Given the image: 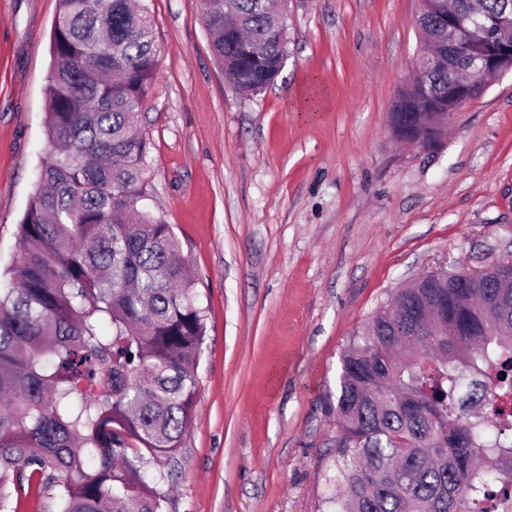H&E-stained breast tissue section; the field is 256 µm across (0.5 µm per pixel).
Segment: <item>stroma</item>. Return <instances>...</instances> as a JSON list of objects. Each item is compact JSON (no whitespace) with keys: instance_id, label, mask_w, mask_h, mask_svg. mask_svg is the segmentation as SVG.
Segmentation results:
<instances>
[{"instance_id":"stroma-1","label":"stroma","mask_w":512,"mask_h":512,"mask_svg":"<svg viewBox=\"0 0 512 512\" xmlns=\"http://www.w3.org/2000/svg\"><path fill=\"white\" fill-rule=\"evenodd\" d=\"M158 69L141 109L147 205L206 307L191 425L167 512H328L342 355L410 279L512 261V72L431 149L391 113L419 0H291L275 84L224 80L202 0H145ZM59 0H0V271L51 148Z\"/></svg>"}]
</instances>
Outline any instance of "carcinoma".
<instances>
[{"instance_id": "cac0c4a2", "label": "carcinoma", "mask_w": 512, "mask_h": 512, "mask_svg": "<svg viewBox=\"0 0 512 512\" xmlns=\"http://www.w3.org/2000/svg\"><path fill=\"white\" fill-rule=\"evenodd\" d=\"M278 0H204L224 81L257 95L288 56ZM460 21L455 63L427 67L397 96L406 140L416 112L451 108L512 26V0H420L422 42ZM46 132L52 155L19 225L0 287V512L54 489L57 512H166L145 457H171L193 417L206 308L171 225L142 205L148 142L137 116L154 82L147 5L59 0ZM451 272L399 290L342 356L333 512H512V303ZM431 308L442 336H388Z\"/></svg>"}]
</instances>
